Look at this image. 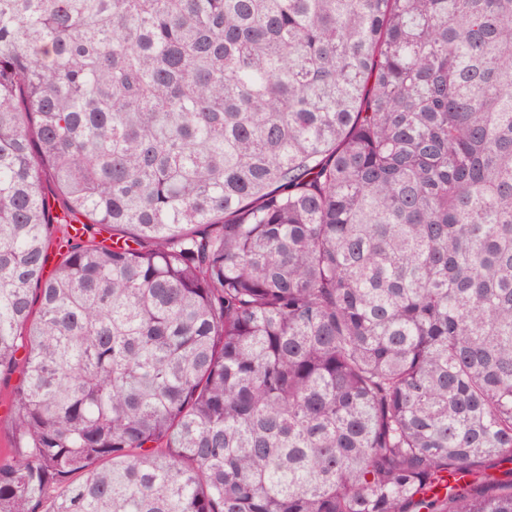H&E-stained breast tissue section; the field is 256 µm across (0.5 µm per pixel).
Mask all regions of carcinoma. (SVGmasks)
I'll return each instance as SVG.
<instances>
[{
  "instance_id": "carcinoma-1",
  "label": "carcinoma",
  "mask_w": 512,
  "mask_h": 512,
  "mask_svg": "<svg viewBox=\"0 0 512 512\" xmlns=\"http://www.w3.org/2000/svg\"><path fill=\"white\" fill-rule=\"evenodd\" d=\"M14 374L0 512H512V0H0Z\"/></svg>"
}]
</instances>
